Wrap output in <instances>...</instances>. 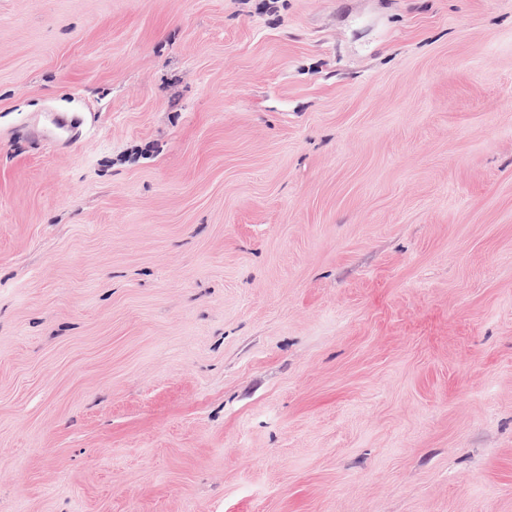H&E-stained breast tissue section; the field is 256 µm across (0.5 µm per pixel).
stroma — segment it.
<instances>
[{
  "label": "stroma",
  "mask_w": 512,
  "mask_h": 512,
  "mask_svg": "<svg viewBox=\"0 0 512 512\" xmlns=\"http://www.w3.org/2000/svg\"><path fill=\"white\" fill-rule=\"evenodd\" d=\"M0 512H512V0H0Z\"/></svg>",
  "instance_id": "1"
}]
</instances>
